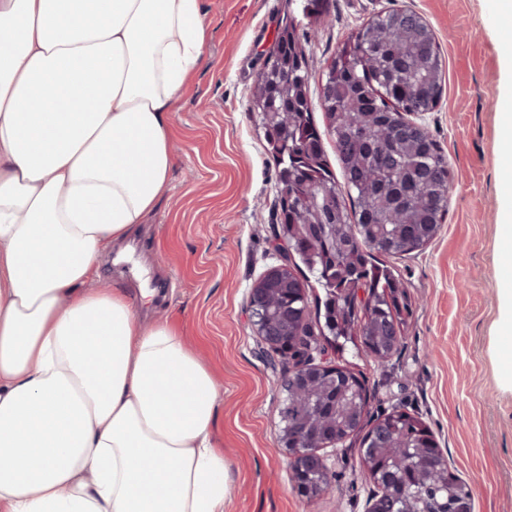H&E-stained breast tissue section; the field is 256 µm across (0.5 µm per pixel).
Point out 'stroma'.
<instances>
[{
  "label": "stroma",
  "instance_id": "1",
  "mask_svg": "<svg viewBox=\"0 0 512 512\" xmlns=\"http://www.w3.org/2000/svg\"><path fill=\"white\" fill-rule=\"evenodd\" d=\"M431 25L443 61V94L423 122L448 155L453 181L437 236L419 253L382 256L413 304L404 343L392 359L362 348L326 345L330 364L365 381V419L401 410L433 431L449 468L466 484L473 512H512V335L503 294L512 240V24L495 0H330L310 28L305 51L318 95L337 47L394 5ZM207 56L171 119L170 186L133 233L135 259L103 254L105 279L138 295L147 321L168 320L224 390L214 426L229 473L225 512H364L372 486L360 469L359 437L331 456L332 493L307 500L292 488L280 449V383L292 365L261 344L246 307L247 290L270 265L280 219L278 167L250 110L251 92L297 0H200Z\"/></svg>",
  "mask_w": 512,
  "mask_h": 512
}]
</instances>
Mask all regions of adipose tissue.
I'll list each match as a JSON object with an SVG mask.
<instances>
[{"label": "adipose tissue", "mask_w": 512, "mask_h": 512, "mask_svg": "<svg viewBox=\"0 0 512 512\" xmlns=\"http://www.w3.org/2000/svg\"><path fill=\"white\" fill-rule=\"evenodd\" d=\"M200 0H0V512H224V399L100 259L168 189Z\"/></svg>", "instance_id": "obj_1"}]
</instances>
